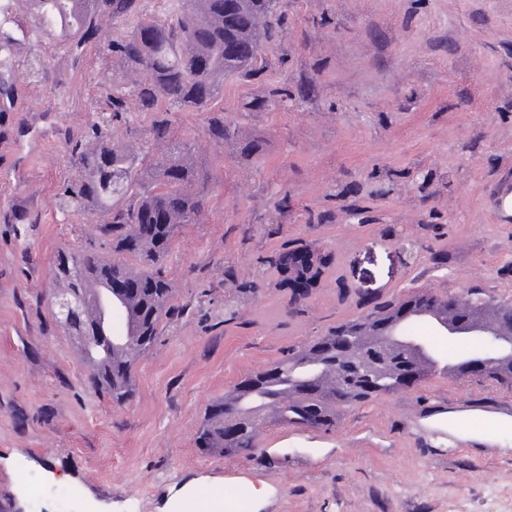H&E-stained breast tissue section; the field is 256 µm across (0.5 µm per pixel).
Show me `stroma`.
Listing matches in <instances>:
<instances>
[{
	"instance_id": "1",
	"label": "stroma",
	"mask_w": 512,
	"mask_h": 512,
	"mask_svg": "<svg viewBox=\"0 0 512 512\" xmlns=\"http://www.w3.org/2000/svg\"><path fill=\"white\" fill-rule=\"evenodd\" d=\"M9 17L43 68L0 115V512H61L50 469L74 479L71 512H156L190 477L224 500L245 495L240 478L267 485L264 512H512V435L485 426L512 418V390L487 381L438 375L328 431L272 425L248 458L196 444L210 404L338 323L419 290L512 299V220L485 202L512 175V0H284L265 70L225 77L216 98L235 135L170 114L210 181L164 266L173 321L120 408L46 304L54 254L96 233L57 194L72 148L95 143L114 30L75 52L29 0ZM270 86L287 102L251 110ZM297 247L327 257L306 296L268 265ZM233 286L248 302L228 315Z\"/></svg>"
}]
</instances>
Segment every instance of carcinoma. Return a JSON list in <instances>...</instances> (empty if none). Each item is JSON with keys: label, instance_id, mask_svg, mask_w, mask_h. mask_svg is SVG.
<instances>
[{"label": "carcinoma", "instance_id": "obj_1", "mask_svg": "<svg viewBox=\"0 0 512 512\" xmlns=\"http://www.w3.org/2000/svg\"><path fill=\"white\" fill-rule=\"evenodd\" d=\"M47 26L65 35L70 48L81 50L108 18L117 29L109 45L113 78L104 87L100 105L112 119L127 121L128 114L152 115L153 144L133 152L115 141L110 130L100 132L88 151L75 153L77 175L59 192L65 214L95 211L98 235L79 251L55 257L56 291L80 305L76 322L66 327L77 337L81 357L93 368L92 384L123 405L133 395V366L162 335L163 315L169 310L173 286L162 272L178 227L193 224L204 208V173L194 158L192 143L168 138V115L176 110L217 112L215 97L224 75L254 78L264 68L261 47L271 40V19L281 0H177L173 15L143 18L129 31L127 20L142 12L141 0H29ZM0 17V113L14 108L18 39ZM143 72L146 78L132 85L124 75ZM288 100V89L269 87L254 108L276 107ZM209 136L231 135L224 115L209 119ZM108 248L118 261L102 258ZM137 263H131L128 258ZM132 281L141 291L118 300L126 310L128 342L108 343L101 323L89 310V287L110 288L111 280ZM417 311L431 309L445 317L451 310L425 293L414 294ZM396 305L369 315L376 331L371 336H349L356 321L343 322L325 335L267 367L247 375L227 397L208 409L197 436L202 448L224 450L226 456L248 457L258 448L260 428L281 424L327 429L336 411L398 391L396 370L413 366L424 382L436 375L465 372L469 355L448 363L432 353L422 337L397 336L401 344L382 348V326ZM471 312L489 327L512 329V301L490 304L472 291ZM487 379L512 389V367L496 362ZM250 407V422L233 438L224 440L227 421Z\"/></svg>", "mask_w": 512, "mask_h": 512}]
</instances>
